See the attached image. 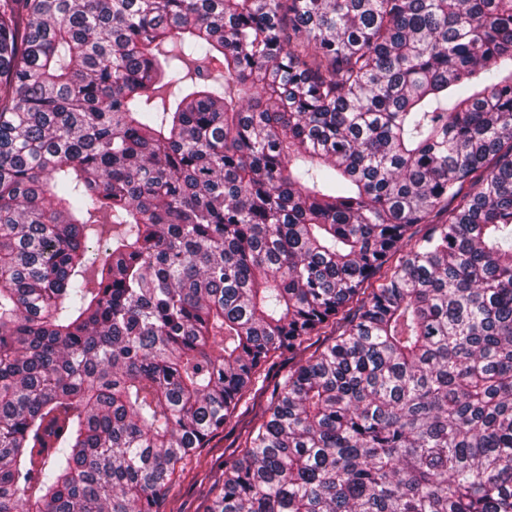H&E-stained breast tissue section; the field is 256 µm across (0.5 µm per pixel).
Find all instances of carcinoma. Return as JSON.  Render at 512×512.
<instances>
[{"label":"carcinoma","mask_w":512,"mask_h":512,"mask_svg":"<svg viewBox=\"0 0 512 512\" xmlns=\"http://www.w3.org/2000/svg\"><path fill=\"white\" fill-rule=\"evenodd\" d=\"M285 352L208 512H512V0H0V512H160Z\"/></svg>","instance_id":"1"}]
</instances>
